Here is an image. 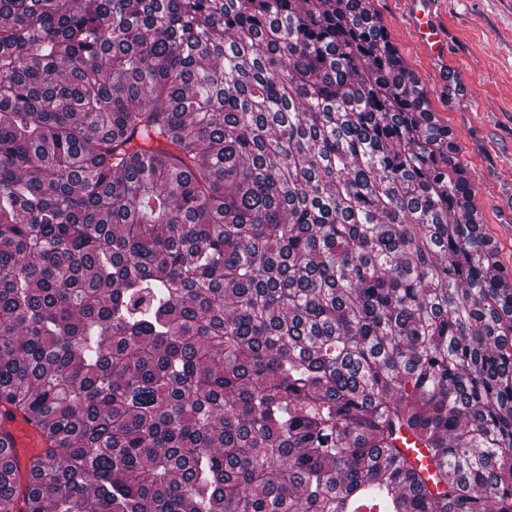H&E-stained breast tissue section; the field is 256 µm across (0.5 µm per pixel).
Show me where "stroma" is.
<instances>
[{
  "label": "stroma",
  "mask_w": 512,
  "mask_h": 512,
  "mask_svg": "<svg viewBox=\"0 0 512 512\" xmlns=\"http://www.w3.org/2000/svg\"><path fill=\"white\" fill-rule=\"evenodd\" d=\"M432 111L454 135L471 177L477 217L512 274V0H432L448 33V56L420 54L405 0H369Z\"/></svg>",
  "instance_id": "1"
}]
</instances>
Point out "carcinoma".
<instances>
[{"instance_id":"cac0c4a2","label":"carcinoma","mask_w":512,"mask_h":512,"mask_svg":"<svg viewBox=\"0 0 512 512\" xmlns=\"http://www.w3.org/2000/svg\"><path fill=\"white\" fill-rule=\"evenodd\" d=\"M475 195L366 0H0V512H512ZM8 452L21 466L26 467L30 458L46 448L39 428L28 422L21 415L8 419L0 414V441Z\"/></svg>"}]
</instances>
